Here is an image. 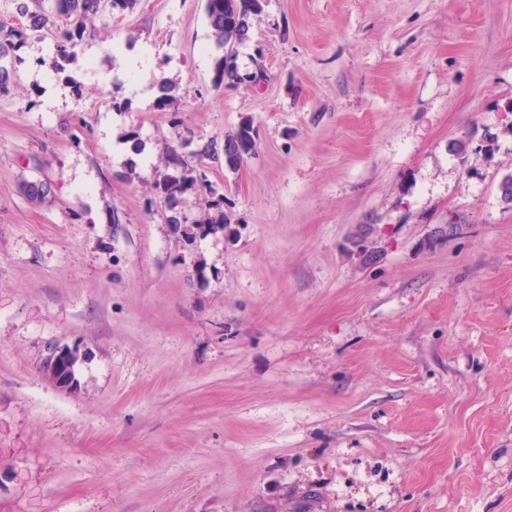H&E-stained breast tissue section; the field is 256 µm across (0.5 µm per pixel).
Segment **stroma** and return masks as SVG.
Returning <instances> with one entry per match:
<instances>
[{
    "label": "stroma",
    "mask_w": 512,
    "mask_h": 512,
    "mask_svg": "<svg viewBox=\"0 0 512 512\" xmlns=\"http://www.w3.org/2000/svg\"><path fill=\"white\" fill-rule=\"evenodd\" d=\"M57 37L0 92V512H512V0H265L259 86L205 0ZM245 118L169 208L168 147ZM256 146L255 128L245 118L234 132L224 137V168L236 172L248 157L255 154ZM76 356H78L76 348L56 346L46 358L44 368L57 384L62 387L74 388L77 386V382L68 371L70 370V373L75 375L74 367L78 360ZM74 357L76 358L72 361Z\"/></svg>",
    "instance_id": "obj_1"
}]
</instances>
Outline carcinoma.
Here are the masks:
<instances>
[{
    "label": "carcinoma",
    "instance_id": "cac0c4a2",
    "mask_svg": "<svg viewBox=\"0 0 512 512\" xmlns=\"http://www.w3.org/2000/svg\"><path fill=\"white\" fill-rule=\"evenodd\" d=\"M264 0H206V14L211 29L213 45L220 54L216 58L213 82L216 86L232 85L241 80L238 71L237 46L248 39L252 21L263 10ZM104 11L102 0H54L52 11H47L38 0H21L19 12L26 18L27 25L22 29L4 31L0 27V59L19 47L27 33L40 32L56 25V19L66 21V27L59 29L56 44V58L70 61L76 56L77 39L88 25ZM156 101L163 108H179L180 101L175 95V87L166 80L154 84ZM256 131L252 122L245 118L237 129L224 136V168L235 172L243 162L256 151ZM218 153L214 141H207L197 146L196 150L185 157L173 149L168 155L177 174L168 175L159 184L164 199L175 207L183 194L196 187H207L206 173L202 163ZM21 189L32 203H42L51 193L49 184L41 181H25ZM221 200H215L211 207L216 209L213 216L203 220L205 224H220L224 232L234 235L231 219L220 210Z\"/></svg>",
    "mask_w": 512,
    "mask_h": 512
}]
</instances>
